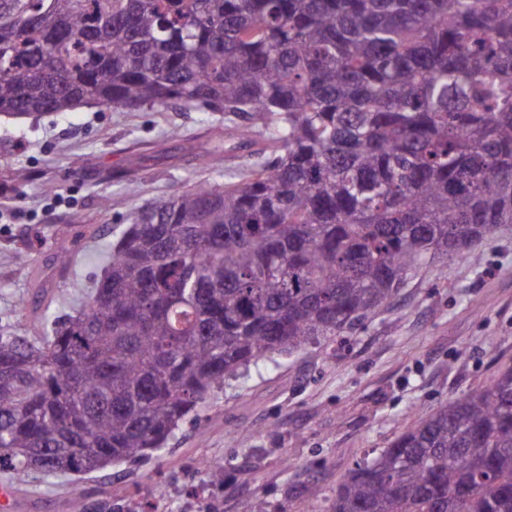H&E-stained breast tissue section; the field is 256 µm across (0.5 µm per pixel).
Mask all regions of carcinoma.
I'll use <instances>...</instances> for the list:
<instances>
[{"label":"carcinoma","mask_w":512,"mask_h":512,"mask_svg":"<svg viewBox=\"0 0 512 512\" xmlns=\"http://www.w3.org/2000/svg\"><path fill=\"white\" fill-rule=\"evenodd\" d=\"M222 112L253 162L136 209L37 339L0 331V469L164 447L512 224V0H0V116ZM331 512H512V365L356 464Z\"/></svg>","instance_id":"1"}]
</instances>
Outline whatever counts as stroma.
Listing matches in <instances>:
<instances>
[{"mask_svg":"<svg viewBox=\"0 0 512 512\" xmlns=\"http://www.w3.org/2000/svg\"><path fill=\"white\" fill-rule=\"evenodd\" d=\"M223 127V113L177 106L0 116V329L38 337L75 314L104 273L113 229L131 209L211 178L198 152ZM62 250L65 267L54 263ZM507 364L510 224L485 240L481 264L423 270L353 333L250 367L149 458L85 475L36 471L21 484L0 474V486L11 488L10 512H71L75 501L84 512H329L357 462ZM204 460L223 464V484L210 483Z\"/></svg>","mask_w":512,"mask_h":512,"instance_id":"obj_1","label":"stroma"}]
</instances>
